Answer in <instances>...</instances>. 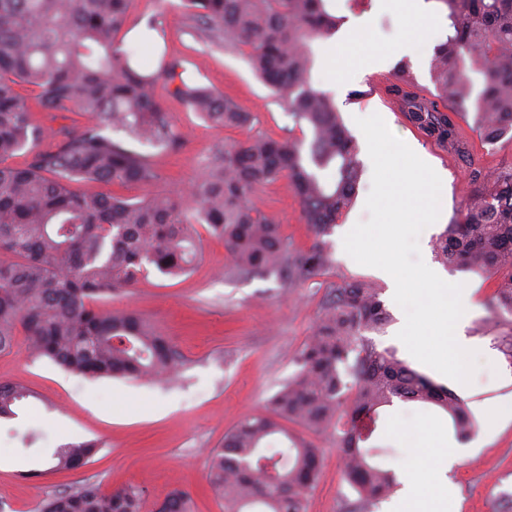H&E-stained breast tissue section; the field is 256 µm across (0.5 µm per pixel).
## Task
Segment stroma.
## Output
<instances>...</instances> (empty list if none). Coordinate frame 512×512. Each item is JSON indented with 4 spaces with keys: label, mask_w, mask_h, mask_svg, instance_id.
<instances>
[{
    "label": "stroma",
    "mask_w": 512,
    "mask_h": 512,
    "mask_svg": "<svg viewBox=\"0 0 512 512\" xmlns=\"http://www.w3.org/2000/svg\"><path fill=\"white\" fill-rule=\"evenodd\" d=\"M153 15L163 18L167 52L182 59L186 77L230 96L252 116L242 130L215 125L172 98L165 86H158L168 119L183 138L182 147L163 152L129 139L124 145L151 154L157 187L186 196L200 174L202 160L216 149L251 136L286 138L293 122L243 53L192 36L181 0H131L130 22ZM347 16L363 25V49L388 47L394 55L365 71L352 64H335L330 41L318 43L317 86L330 97L355 137L362 164L354 202L330 237V272L296 287L288 286L277 271L239 273L223 241L198 227L200 256L187 275L171 278L153 271L102 303L106 310L143 315L184 357L182 375L167 383L76 375L48 360L32 359L25 338L17 337L10 351L0 353V381L27 386L36 397L17 417L0 419V512H39L47 496L84 480L105 490L120 484L141 488L145 512H152L177 488L191 494L195 512H224L223 503L205 482L208 453L221 446L225 433L242 417L262 409L294 373V357L312 331L327 287L355 279L375 283L393 317L376 340L384 347L398 346L404 317L389 282L381 269L356 263L342 243L348 226L369 218L365 201L373 166L356 118L379 114L398 138L414 145L424 161L445 176L447 192L440 205L446 220H453L465 205L472 185L463 162L427 140L385 89L401 59L408 60L418 89H429L430 53L405 55L401 49L405 21L398 13L379 8L378 0H359ZM256 202L275 216L294 248L313 244L314 235L302 218L300 201L288 178L262 188ZM420 253L434 272L461 280L472 290L474 323L465 332L478 355V367L461 396L475 420V430L467 441H457L444 412L397 402L384 411L373 436L375 446L384 450L380 461L395 470L408 456V448L390 433L395 422L423 421L458 456L447 473L449 484L457 490L458 512H512V370L490 339L478 336L474 328L488 314L485 299L493 282L443 263L432 243L422 245ZM487 410L502 418L490 431L483 419ZM91 439L102 441L103 446L82 469L26 478V470H43L54 448ZM316 442L322 450L320 480L308 512H347L357 495L343 477L335 439L326 433L318 435Z\"/></svg>",
    "instance_id": "stroma-1"
}]
</instances>
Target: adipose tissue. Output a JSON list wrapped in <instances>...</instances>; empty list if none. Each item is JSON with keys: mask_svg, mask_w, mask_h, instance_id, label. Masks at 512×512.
<instances>
[{"mask_svg": "<svg viewBox=\"0 0 512 512\" xmlns=\"http://www.w3.org/2000/svg\"><path fill=\"white\" fill-rule=\"evenodd\" d=\"M383 7L399 11L406 18L405 51L415 52L427 46L428 33L420 25L422 17L430 12L427 0H383ZM393 433L409 450V457L399 470L403 485L399 512H448V484L431 476L433 462L442 453L433 433L418 421L395 423Z\"/></svg>", "mask_w": 512, "mask_h": 512, "instance_id": "adipose-tissue-1", "label": "adipose tissue"}]
</instances>
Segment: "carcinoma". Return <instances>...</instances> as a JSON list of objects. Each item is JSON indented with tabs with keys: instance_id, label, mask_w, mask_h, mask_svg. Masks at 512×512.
<instances>
[{
	"instance_id": "carcinoma-1",
	"label": "carcinoma",
	"mask_w": 512,
	"mask_h": 512,
	"mask_svg": "<svg viewBox=\"0 0 512 512\" xmlns=\"http://www.w3.org/2000/svg\"><path fill=\"white\" fill-rule=\"evenodd\" d=\"M131 0H0V352L15 336L31 357L87 377L163 381L184 361L149 321L133 311L103 310L106 296L135 285L153 268L186 272L198 245L194 225L224 240L241 273L283 271L288 286L326 274L333 265L328 236L355 198L358 149L336 106L313 81L314 45L342 19L334 0H183L195 35L248 61L298 128L311 139L249 137L201 163L190 196L157 192L144 198L77 194L75 181L149 186L157 180L151 155L124 147L112 134L171 152L182 138L156 93H168L226 128L249 124L247 113L216 90L184 78L181 60L157 61L124 49ZM447 34L434 47L430 79L438 103L412 91L406 69L387 92L429 140L470 171L475 191L436 238L446 263L496 277L482 334L491 336L512 369V165L488 177L460 133L457 118L472 114L483 141L512 140V0H433ZM166 39L160 17L148 20L141 44ZM28 85L47 112L78 110L90 121L62 124L49 135L33 128ZM23 151L24 166L10 159ZM286 176L315 237L293 249L279 224L255 203L262 186ZM382 290L366 281L331 287L316 325L297 352L295 373L210 450L206 482L224 512H307L320 472L313 436L336 435L344 475L357 494L355 512H368L395 486L367 446L379 409L395 402L433 406L450 418L454 436L468 438L474 421L451 388L412 368L374 335L391 321ZM34 394L0 382V418H13ZM278 435L280 447L265 448ZM96 440L54 449L48 468L25 477L87 465ZM143 491H109L87 481L48 497L42 512H142ZM155 512H193L192 497L171 493Z\"/></svg>"
}]
</instances>
